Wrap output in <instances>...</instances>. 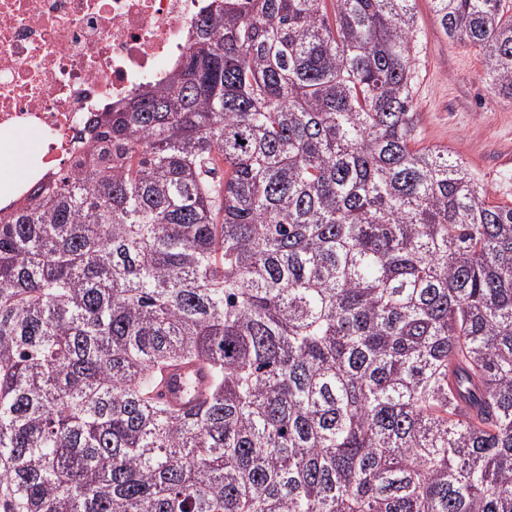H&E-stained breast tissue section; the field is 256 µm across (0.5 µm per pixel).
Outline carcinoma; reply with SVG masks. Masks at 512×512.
Here are the masks:
<instances>
[{"label":"carcinoma","instance_id":"obj_1","mask_svg":"<svg viewBox=\"0 0 512 512\" xmlns=\"http://www.w3.org/2000/svg\"><path fill=\"white\" fill-rule=\"evenodd\" d=\"M431 3L512 99V0ZM415 5L209 0L0 208V512H512V173L418 147ZM158 389L165 402L176 409H188L206 398L211 385L208 369L200 363L163 367Z\"/></svg>","mask_w":512,"mask_h":512}]
</instances>
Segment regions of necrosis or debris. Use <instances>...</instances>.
Returning a JSON list of instances; mask_svg holds the SVG:
<instances>
[{
  "label": "necrosis or debris",
  "mask_w": 512,
  "mask_h": 512,
  "mask_svg": "<svg viewBox=\"0 0 512 512\" xmlns=\"http://www.w3.org/2000/svg\"><path fill=\"white\" fill-rule=\"evenodd\" d=\"M206 0H0V166L18 137L42 138L23 176L0 181V206L71 166L83 123L185 57Z\"/></svg>",
  "instance_id": "necrosis-or-debris-1"
}]
</instances>
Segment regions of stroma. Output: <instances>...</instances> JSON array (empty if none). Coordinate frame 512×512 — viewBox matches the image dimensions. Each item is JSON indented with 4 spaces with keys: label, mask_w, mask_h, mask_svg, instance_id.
I'll use <instances>...</instances> for the list:
<instances>
[{
    "label": "stroma",
    "mask_w": 512,
    "mask_h": 512,
    "mask_svg": "<svg viewBox=\"0 0 512 512\" xmlns=\"http://www.w3.org/2000/svg\"><path fill=\"white\" fill-rule=\"evenodd\" d=\"M416 16L420 144L455 151L500 199L497 178L512 171V100L493 91L478 49L443 33L430 0H416Z\"/></svg>",
    "instance_id": "obj_1"
}]
</instances>
